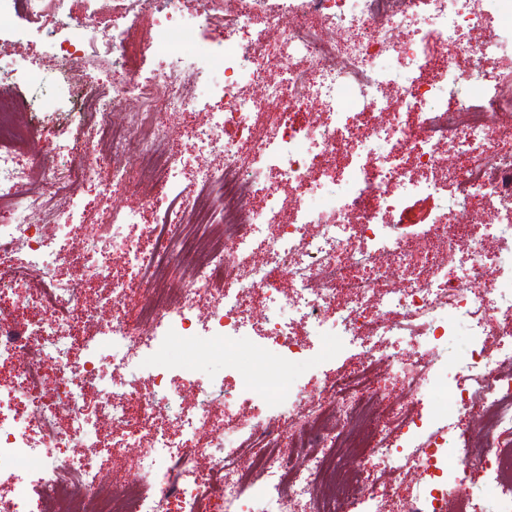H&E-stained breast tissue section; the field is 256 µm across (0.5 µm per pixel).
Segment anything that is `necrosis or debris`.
I'll list each match as a JSON object with an SVG mask.
<instances>
[{"instance_id": "4bbe7bcc", "label": "necrosis or debris", "mask_w": 512, "mask_h": 512, "mask_svg": "<svg viewBox=\"0 0 512 512\" xmlns=\"http://www.w3.org/2000/svg\"><path fill=\"white\" fill-rule=\"evenodd\" d=\"M44 2L0 0V18L21 14L54 35L72 111L96 113L97 120L79 138L45 145V153L72 160L37 185L32 166L15 156L3 119L31 105L0 99V253L30 257L29 270L0 268V367L11 377L0 410V472L15 477L0 494V512H285L293 501L307 502L309 512H388L381 483L397 484L406 470L418 481L403 512H447L449 503L467 501L474 467L491 470L494 487L511 486L512 325L496 314L512 308V252L489 255L487 241L512 226V84L488 81L480 101L448 107L455 88L472 77L455 53L481 62L505 46L463 43V31L482 21L471 0H238L230 18L224 0H199L176 35L151 16V0H112L108 14L100 0H83L80 17L66 10V0H54L50 13ZM116 14L151 19L152 34L132 43L131 28L114 25ZM204 25L215 32L205 47L191 40ZM265 33L274 46L262 41ZM434 41L445 53H431ZM95 42L119 66L106 94L82 63ZM148 55L165 60V68L141 74L138 61ZM390 55L399 68L382 65ZM246 82L260 86V96H245ZM310 100L322 105L325 120L296 124L294 112ZM131 103L141 107L140 121H116ZM269 107L277 110L270 132L261 127ZM172 112L206 117L191 129L190 154L170 149ZM359 118L368 120V133L359 132ZM229 120L238 134L227 140ZM104 141L112 149L107 175L97 154ZM377 143L386 144L385 153L374 154ZM446 144L471 158L454 176L459 198L488 206L492 222L471 224L465 212L450 211L413 235L395 234L380 213L395 214L407 196L436 187L407 168L406 155L432 168ZM343 150L357 161L340 177L330 162ZM213 153L223 155V165L187 181L188 170ZM271 174L308 190L291 214H283L277 188L268 185ZM328 178L332 196L311 204ZM140 186L150 190L143 208L113 213L105 234L67 247L61 233L84 218L85 189L107 197ZM357 212L362 220L355 224ZM142 224L143 241L132 233ZM312 224L318 234H309ZM462 234L470 240L466 257H433L435 242ZM117 252L133 279L113 274ZM173 261L188 268L187 281L152 287ZM73 262L85 279L112 282L94 336L78 332L86 310L76 285L51 274ZM406 269L412 277L403 285ZM283 274L291 293L279 286ZM134 292L141 315L131 323L122 312ZM257 304L267 311L262 338L272 362L263 371H239L238 391L224 395L225 411L247 405L262 414L239 442L252 451L249 468L239 471L224 451V423L210 409L175 417L165 428L156 426L154 410L181 397L172 373L198 393L215 388L197 377L194 363L236 344ZM400 311L420 318V326L395 322ZM294 315L318 340L371 337L381 347L322 388H285L282 411L270 417L260 378L285 376L311 357L292 332ZM461 323L470 342L466 361L436 368L434 351ZM400 342L416 347V360L390 353ZM76 348L81 357H73ZM107 359L116 367L148 365L150 388L103 377ZM462 371L476 391L459 389L452 404H436L434 418L410 415L405 402L417 399L423 383L451 381ZM386 375L401 378L405 401L382 428L375 410ZM92 384L113 425L125 430L126 447H139L143 434L153 438L122 490L82 452L97 426L81 404ZM476 405L487 418L481 451L448 470L461 412ZM203 434L210 437L204 449L196 444ZM203 456L210 469L200 467Z\"/></svg>"}]
</instances>
